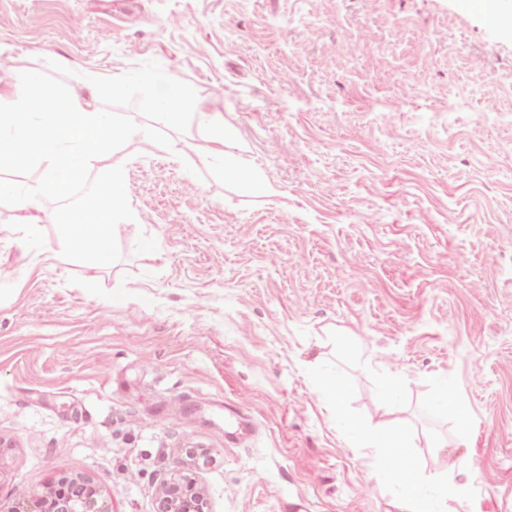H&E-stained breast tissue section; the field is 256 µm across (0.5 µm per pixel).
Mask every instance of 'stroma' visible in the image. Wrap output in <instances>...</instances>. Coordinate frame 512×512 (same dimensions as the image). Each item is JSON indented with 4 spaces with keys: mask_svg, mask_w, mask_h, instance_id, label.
<instances>
[{
    "mask_svg": "<svg viewBox=\"0 0 512 512\" xmlns=\"http://www.w3.org/2000/svg\"><path fill=\"white\" fill-rule=\"evenodd\" d=\"M75 67L173 76L277 192L225 181L195 114L166 126L135 85L99 102L150 132L110 158V267L58 220L101 166L33 236L0 199V502L85 474L156 512L181 469L209 512H404L342 426L389 418L428 501L453 458L450 512H512V37L460 0H0V72ZM314 386L318 393L328 402L336 404V408H338L347 395L345 384L336 376L327 380L314 379ZM434 385L438 388L435 406L448 414L452 415L459 422H465L469 419L470 409L466 402L460 399L454 389L443 379H432Z\"/></svg>",
    "mask_w": 512,
    "mask_h": 512,
    "instance_id": "35a3bbf8",
    "label": "stroma"
}]
</instances>
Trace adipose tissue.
<instances>
[{"label":"adipose tissue","mask_w":512,"mask_h":512,"mask_svg":"<svg viewBox=\"0 0 512 512\" xmlns=\"http://www.w3.org/2000/svg\"><path fill=\"white\" fill-rule=\"evenodd\" d=\"M143 82L156 87L152 106L159 117L172 126L182 125L184 91L166 75L80 70L72 82L46 84L30 71L0 85V167L34 161L45 169L42 181L29 189L0 182V197L14 199L24 213L22 222L27 233L36 230L35 219L29 214L35 197L66 195L83 172L102 159L109 144L135 136V129L100 111L96 98L120 94L129 85ZM197 118L209 129L211 164L221 169L225 180L246 188L252 186L255 175L244 158L232 164L226 161L225 147L232 140V129L210 122L203 111ZM126 218L124 174L115 166L88 189L77 210L67 212L63 244L87 254L95 267H104L110 260L109 231ZM346 428L355 447L376 453L382 479L397 487L406 512H447L443 507L431 508L421 495L419 478L408 464L407 444L398 428L367 427L353 421L347 422Z\"/></svg>","instance_id":"adipose-tissue-1"}]
</instances>
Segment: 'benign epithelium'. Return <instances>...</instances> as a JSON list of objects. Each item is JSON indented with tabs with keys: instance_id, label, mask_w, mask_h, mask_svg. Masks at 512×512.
Here are the masks:
<instances>
[{
	"instance_id": "7a95c632",
	"label": "benign epithelium",
	"mask_w": 512,
	"mask_h": 512,
	"mask_svg": "<svg viewBox=\"0 0 512 512\" xmlns=\"http://www.w3.org/2000/svg\"><path fill=\"white\" fill-rule=\"evenodd\" d=\"M58 484L57 489L15 501L9 512H112L106 492L90 477L63 476ZM157 512H207V499L193 479L178 474L161 485Z\"/></svg>"
}]
</instances>
